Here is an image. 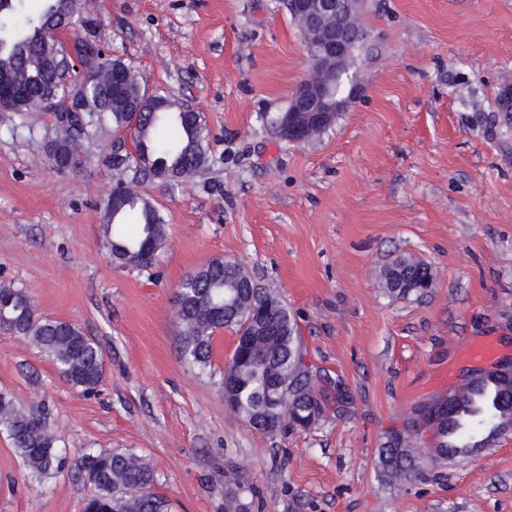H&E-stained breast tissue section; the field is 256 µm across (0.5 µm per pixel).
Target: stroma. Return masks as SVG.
<instances>
[{
    "instance_id": "stroma-1",
    "label": "stroma",
    "mask_w": 512,
    "mask_h": 512,
    "mask_svg": "<svg viewBox=\"0 0 512 512\" xmlns=\"http://www.w3.org/2000/svg\"><path fill=\"white\" fill-rule=\"evenodd\" d=\"M89 15L147 91L199 109L212 163L172 190L138 186L168 238L151 273L119 269L102 232L116 176L98 160L115 128L91 130L85 165L62 173L33 145L55 137L52 113L0 112V283L105 353L87 396L0 331V391L51 407L69 461L34 474L0 432V512H82L76 460L117 448L154 470L170 512H512V431L469 458L425 457L410 484L379 472L387 435L470 367L469 343L512 357V0H362L363 95L302 144L261 119L309 70L281 0H92ZM399 254L428 264L433 288L388 295L380 274ZM215 259L282 296L343 411L262 432L224 404L231 331L214 334L210 367L183 358L178 285Z\"/></svg>"
}]
</instances>
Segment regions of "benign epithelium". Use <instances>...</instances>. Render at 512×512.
<instances>
[{"instance_id": "7a95c632", "label": "benign epithelium", "mask_w": 512, "mask_h": 512, "mask_svg": "<svg viewBox=\"0 0 512 512\" xmlns=\"http://www.w3.org/2000/svg\"><path fill=\"white\" fill-rule=\"evenodd\" d=\"M357 5L358 0H284L304 33L310 60L309 74L297 83L286 108L288 119L296 120L301 143L361 94L357 80L349 74L365 35Z\"/></svg>"}]
</instances>
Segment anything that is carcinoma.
<instances>
[{"label":"carcinoma","mask_w":512,"mask_h":512,"mask_svg":"<svg viewBox=\"0 0 512 512\" xmlns=\"http://www.w3.org/2000/svg\"><path fill=\"white\" fill-rule=\"evenodd\" d=\"M36 11L26 0L0 4V89L12 91L26 112H51L59 135L43 144L60 171L79 170L80 142L90 129L106 121L116 130H134L132 148L112 142L100 156L119 175L106 204L102 232L109 258L119 268L149 272L167 240L169 224L136 186L152 180L177 187L209 168L212 155L204 120L180 117V100L165 95L158 112L134 117L132 105L145 89L132 67L102 51L95 41L74 37L67 47L54 32L71 23L80 0H39ZM71 54L82 71L63 76L59 57ZM398 256L381 273L390 295L421 294L430 288L432 273L423 262L405 264ZM177 318L182 325L185 357L202 367L211 361L213 334L229 329L238 343L224 367V389L233 393L236 413L254 428L274 433L266 419L279 427L304 428L314 407L326 413L331 405L319 402L322 392L298 344V324L283 299L263 287L235 262L215 259L187 275L177 292ZM0 329L23 336L47 354L60 377L84 394H94L105 370L104 354L81 327L43 317L28 293L12 284L0 285ZM495 384L494 408L475 420L468 436L484 437L469 455L491 447L512 430V407L503 401L512 389V376L490 372L478 376ZM448 401L434 397L413 412L410 422L391 433L379 458L385 479L413 482L421 476L418 432H433L434 457L462 456L448 446ZM51 408L45 403L24 404L0 392V431L6 432L25 466L40 475L63 473L66 458L50 426ZM78 469L93 487L83 512H169L168 502L151 491L154 471L129 451L86 452Z\"/></svg>","instance_id":"cac0c4a2"}]
</instances>
